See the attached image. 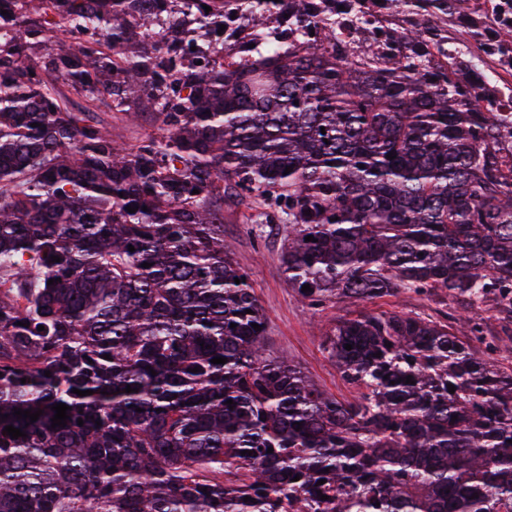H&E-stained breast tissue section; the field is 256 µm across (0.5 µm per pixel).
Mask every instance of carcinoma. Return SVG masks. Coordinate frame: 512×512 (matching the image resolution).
<instances>
[{"label": "carcinoma", "mask_w": 512, "mask_h": 512, "mask_svg": "<svg viewBox=\"0 0 512 512\" xmlns=\"http://www.w3.org/2000/svg\"><path fill=\"white\" fill-rule=\"evenodd\" d=\"M493 13L512 0H0V512H512V363L483 324L338 321L341 401L265 356L224 241L226 207L285 225L310 308L512 315ZM102 112L159 134L126 146ZM379 310H399L411 312L448 322V326L455 327L459 318L464 312H468L473 318L478 319L480 316L485 321V325L489 332L497 342L498 338H505L504 328L505 325L511 328L512 322L505 319L499 311L492 306H483L479 309H464L465 306L454 300L448 295L441 292L415 294V293H400L394 297H385L376 302L373 306Z\"/></svg>", "instance_id": "obj_1"}]
</instances>
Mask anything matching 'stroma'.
Returning a JSON list of instances; mask_svg holds the SVG:
<instances>
[{
    "label": "stroma",
    "mask_w": 512,
    "mask_h": 512,
    "mask_svg": "<svg viewBox=\"0 0 512 512\" xmlns=\"http://www.w3.org/2000/svg\"><path fill=\"white\" fill-rule=\"evenodd\" d=\"M224 237L233 247L235 261L252 278L259 304L267 319V345L271 357L287 359L310 380L340 399L353 390L341 378L323 348V333L337 320L357 314V305L330 304L314 310L301 303L289 288L281 262L286 234L279 224H243L233 211L224 213ZM380 310H399L457 325L461 302L440 292L401 293L380 299Z\"/></svg>",
    "instance_id": "1"
}]
</instances>
